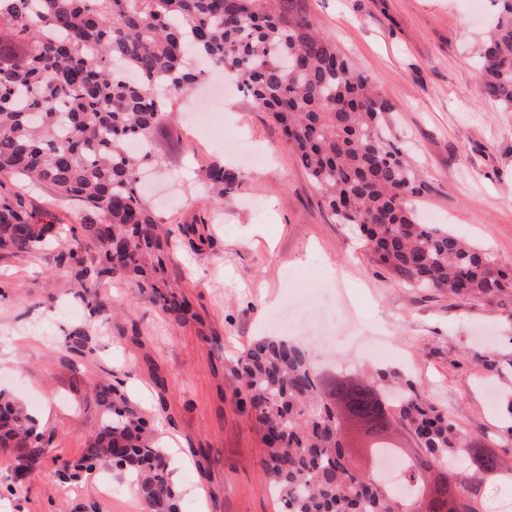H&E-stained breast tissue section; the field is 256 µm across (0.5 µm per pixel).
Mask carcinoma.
<instances>
[{"label": "carcinoma", "mask_w": 512, "mask_h": 512, "mask_svg": "<svg viewBox=\"0 0 512 512\" xmlns=\"http://www.w3.org/2000/svg\"><path fill=\"white\" fill-rule=\"evenodd\" d=\"M499 2L479 57L486 97L512 112V0ZM192 57L242 82L327 208L359 229L371 259L394 280L512 308L511 267L415 219L409 199L425 183L388 135V103L293 0H0L1 250L29 252L55 231L34 221L19 192L47 186L82 208L69 255L92 249L100 264L82 269L84 279L122 273L174 321L194 318L185 295L160 291L164 217L139 184L143 167L164 165L154 150L161 122L204 79L205 70L188 64ZM129 140L143 149L128 152ZM204 182L215 206L234 185L219 163L205 170ZM236 377L262 433V466L281 512H407V497L426 491L434 464L462 491L456 500L447 485L434 489L444 512H480L487 480L504 468L495 452L456 460L460 430L411 380L388 369L324 389L303 348L264 338L238 357ZM390 386L400 392L396 418L381 422L369 389L382 397ZM94 396L101 421L78 463L64 471L80 478L109 464L136 486L147 512H180L166 451L140 408L109 381ZM356 411L373 420L365 447L376 456L399 453L397 423L424 449L411 471L416 485L390 488L353 472L346 449L355 442L346 426ZM0 451L16 462L19 482L47 453L36 419L2 392Z\"/></svg>", "instance_id": "cac0c4a2"}]
</instances>
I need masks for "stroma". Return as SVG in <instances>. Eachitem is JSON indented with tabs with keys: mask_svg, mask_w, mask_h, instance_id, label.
<instances>
[{
	"mask_svg": "<svg viewBox=\"0 0 512 512\" xmlns=\"http://www.w3.org/2000/svg\"><path fill=\"white\" fill-rule=\"evenodd\" d=\"M299 9L369 78L390 105L392 137L426 188L410 206L512 267V112L481 93L477 55L498 0H297ZM224 135L261 155L251 165L193 136L182 114L162 123L166 158L150 195L163 204L174 245L164 276L178 282L197 317L184 324L142 306L121 274L82 282L94 252L69 257L51 241L30 252L0 250V389L20 398L48 451L23 482L0 453V512H144L127 479L103 468L67 479L100 409L107 380L143 409L169 450L181 512H280L261 465V435L242 409L240 353L264 336L302 345L325 381L360 377L373 341L407 352L393 359L457 425L464 453L489 448L512 464L499 406L512 396V318L478 300L396 282L350 225L328 211L277 125L247 95L225 100ZM223 164L236 182L220 211L202 176ZM40 223L79 227L77 205L50 191L26 193ZM199 220L203 240L181 229ZM343 278L322 288L328 271ZM85 331V347L70 338ZM492 348L497 370L481 355Z\"/></svg>",
	"mask_w": 512,
	"mask_h": 512,
	"instance_id": "stroma-1",
	"label": "stroma"
}]
</instances>
